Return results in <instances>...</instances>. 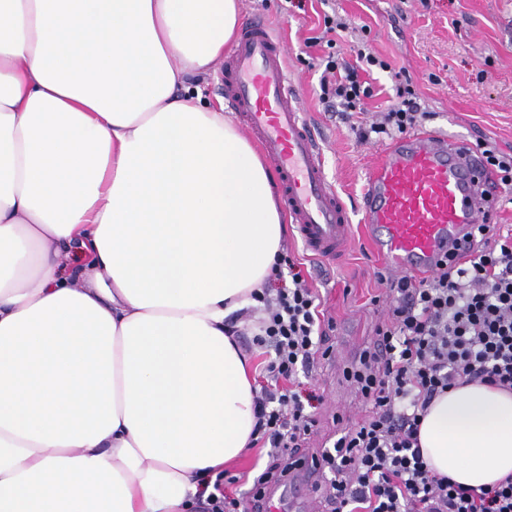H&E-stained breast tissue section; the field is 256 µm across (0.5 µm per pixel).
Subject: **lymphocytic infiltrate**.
Here are the masks:
<instances>
[{
    "instance_id": "1",
    "label": "lymphocytic infiltrate",
    "mask_w": 512,
    "mask_h": 512,
    "mask_svg": "<svg viewBox=\"0 0 512 512\" xmlns=\"http://www.w3.org/2000/svg\"><path fill=\"white\" fill-rule=\"evenodd\" d=\"M319 98L344 112L361 111L371 88L355 69L327 55ZM425 117L409 82L396 84L380 122L362 131L403 134ZM388 315L372 345L342 374L366 407L317 461L327 475L331 512H512V475L474 489L432 473L418 447V428L441 393L479 382L512 391V235L480 225L464 263L442 262L429 277L388 280ZM260 315L246 331L265 349L264 382L255 396L253 445L268 462L254 486L287 479L304 447L321 398L296 383L298 369L329 356L317 297L301 272L268 282Z\"/></svg>"
}]
</instances>
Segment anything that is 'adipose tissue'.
I'll return each mask as SVG.
<instances>
[{"mask_svg": "<svg viewBox=\"0 0 512 512\" xmlns=\"http://www.w3.org/2000/svg\"><path fill=\"white\" fill-rule=\"evenodd\" d=\"M241 0H0V512H190L240 460L228 319L281 255L274 175L189 81ZM436 473L512 475V392L437 397Z\"/></svg>", "mask_w": 512, "mask_h": 512, "instance_id": "adipose-tissue-1", "label": "adipose tissue"}]
</instances>
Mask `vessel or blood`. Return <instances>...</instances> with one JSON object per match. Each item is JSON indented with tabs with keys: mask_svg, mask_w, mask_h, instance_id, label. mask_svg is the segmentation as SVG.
<instances>
[{
	"mask_svg": "<svg viewBox=\"0 0 512 512\" xmlns=\"http://www.w3.org/2000/svg\"><path fill=\"white\" fill-rule=\"evenodd\" d=\"M287 58L284 38L263 19H249L224 61V102L276 170L304 249L334 261L354 242L352 220L328 181ZM497 199L495 173L468 146L440 132L410 134L386 147L368 172L362 229L390 273L430 274L442 257L461 252L493 215ZM295 460L280 490L254 501L251 512H319L304 491L321 469L310 456Z\"/></svg>",
	"mask_w": 512,
	"mask_h": 512,
	"instance_id": "1",
	"label": "vessel or blood"
}]
</instances>
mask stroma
I'll return each mask as SVG.
<instances>
[{"label":"stroma","instance_id":"35a3bbf8","mask_svg":"<svg viewBox=\"0 0 512 512\" xmlns=\"http://www.w3.org/2000/svg\"><path fill=\"white\" fill-rule=\"evenodd\" d=\"M337 11L349 23L368 25L365 41L413 86L427 128L479 148L486 143L512 154V0H308L305 11L290 12L287 0H242V17L264 18L288 43V69L310 113L325 166L336 191L359 210L365 177L380 159L383 142L361 139L359 130L379 119L393 94L388 73L374 71V96L365 111L326 110L319 100L322 60L328 53L355 62L358 37L343 32L335 47L323 41V15ZM283 250L300 262L309 288L321 301L331 326L335 355L317 359L305 387L323 397L310 450L331 447L340 421L358 420L364 407L343 379L338 360H350L375 339L389 299L379 279L384 268L362 243L336 261L307 255L288 233Z\"/></svg>","mask_w":512,"mask_h":512}]
</instances>
